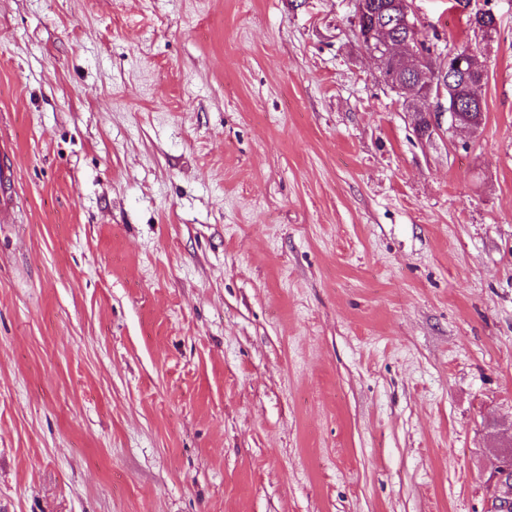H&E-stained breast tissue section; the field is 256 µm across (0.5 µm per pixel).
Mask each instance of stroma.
<instances>
[{"instance_id": "35a3bbf8", "label": "stroma", "mask_w": 512, "mask_h": 512, "mask_svg": "<svg viewBox=\"0 0 512 512\" xmlns=\"http://www.w3.org/2000/svg\"><path fill=\"white\" fill-rule=\"evenodd\" d=\"M419 138L355 0H0V512H486L512 437V0ZM474 53V61L470 64L465 62L469 56V50L457 49L448 57V67L453 64L460 66L462 63L463 70L467 73V79L460 77L459 91L457 93L458 105L454 102L448 101V129L457 128L460 123V116L457 114L461 112L462 117L466 119H478L482 121L483 117V101L479 94V88L484 80V66L479 60L477 54ZM455 111V112H452ZM12 142L0 136V223L5 224L16 203L15 183L17 172L13 161Z\"/></svg>"}]
</instances>
